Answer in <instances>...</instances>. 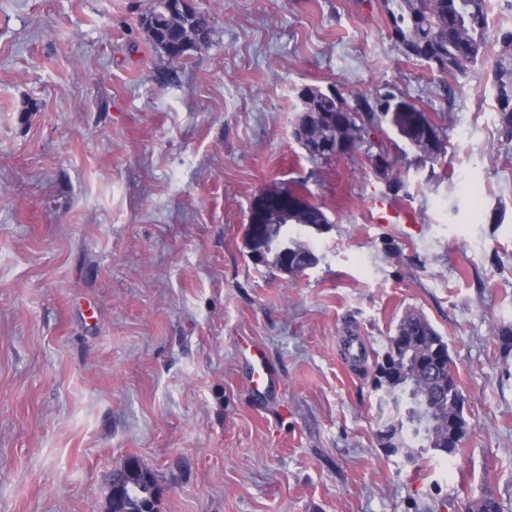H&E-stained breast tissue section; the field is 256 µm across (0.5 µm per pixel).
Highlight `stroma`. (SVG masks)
<instances>
[{
    "instance_id": "1",
    "label": "stroma",
    "mask_w": 512,
    "mask_h": 512,
    "mask_svg": "<svg viewBox=\"0 0 512 512\" xmlns=\"http://www.w3.org/2000/svg\"><path fill=\"white\" fill-rule=\"evenodd\" d=\"M150 0H0V512H106L137 456L159 512H512V141L494 48L450 80L406 57L384 0H193L207 47L148 41ZM391 92L445 149L312 161L304 87ZM452 96H445L444 87ZM304 183L318 261L255 264L250 206ZM413 226L375 223L376 202ZM448 342L471 431L413 468L375 438L373 365L406 311ZM360 337L366 356H345ZM262 346L275 395L240 360Z\"/></svg>"
}]
</instances>
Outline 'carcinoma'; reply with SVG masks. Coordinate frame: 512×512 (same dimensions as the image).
Wrapping results in <instances>:
<instances>
[{
    "instance_id": "1",
    "label": "carcinoma",
    "mask_w": 512,
    "mask_h": 512,
    "mask_svg": "<svg viewBox=\"0 0 512 512\" xmlns=\"http://www.w3.org/2000/svg\"><path fill=\"white\" fill-rule=\"evenodd\" d=\"M392 27L399 33L397 43L409 40L416 45L434 42L443 55L437 71L454 76L464 70L459 56L470 51L476 60L487 43L490 28L488 0H386ZM178 31L169 24L147 28L150 41L160 45L175 36L194 43L208 44L210 22L197 12L177 23ZM498 46L494 76L500 93L495 96L499 123L505 137L512 139V28H501L496 33ZM398 100L386 94L371 104L362 95L355 96L352 128L346 132L352 146L365 145L377 149L374 159L389 171L391 151L381 141L370 139V133L387 121L384 107ZM400 138L424 157L434 161L444 150L441 134H436L437 146L430 149L417 137L404 133ZM288 247L289 266L303 271L316 263L312 249L283 236L270 249L265 266L275 268L279 263V248ZM452 363L448 342L420 312L409 310L400 319L395 333L389 337L386 351L374 367L383 375L373 382L378 400L377 441L391 457L404 456L411 466L439 455L449 459L460 454L459 445L471 431L464 415V398L454 374L448 369ZM429 402L436 409V424L429 426L421 420L422 406ZM468 512H502L498 498L491 491L472 500Z\"/></svg>"
}]
</instances>
